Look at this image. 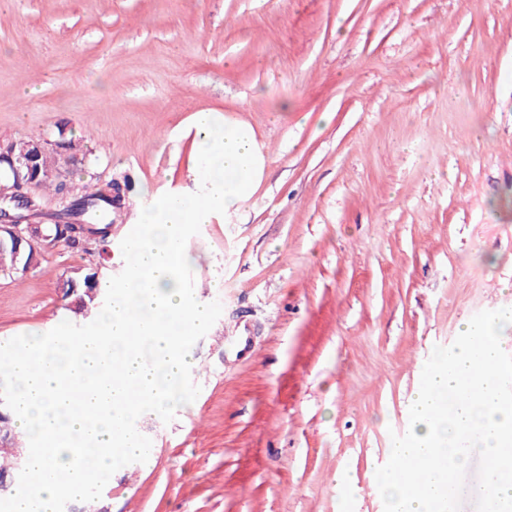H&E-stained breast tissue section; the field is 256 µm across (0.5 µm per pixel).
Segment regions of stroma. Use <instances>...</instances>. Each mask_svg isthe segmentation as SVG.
Here are the masks:
<instances>
[{
  "instance_id": "obj_1",
  "label": "stroma",
  "mask_w": 512,
  "mask_h": 512,
  "mask_svg": "<svg viewBox=\"0 0 512 512\" xmlns=\"http://www.w3.org/2000/svg\"><path fill=\"white\" fill-rule=\"evenodd\" d=\"M512 0H0V140H82L77 184L131 175L105 241L0 275V339L72 320L138 212L199 189L192 116L248 124L256 190L192 236L222 314L200 393L113 474L110 512H384L376 470L434 347L512 308ZM287 110H280V103ZM252 336L232 357L225 339ZM96 272L79 274L66 281L64 297L69 300L68 310L75 315L85 314L98 304Z\"/></svg>"
}]
</instances>
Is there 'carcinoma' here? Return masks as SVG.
Wrapping results in <instances>:
<instances>
[{"label":"carcinoma","instance_id":"obj_1","mask_svg":"<svg viewBox=\"0 0 512 512\" xmlns=\"http://www.w3.org/2000/svg\"><path fill=\"white\" fill-rule=\"evenodd\" d=\"M4 145L12 152L14 160H25L31 150V140H6ZM37 188L48 192L49 199L65 200V206L59 212L49 216L40 207L44 206L41 197H35L37 206L32 217L47 219L40 225L44 242L55 244L63 242L68 246L86 244L93 240H105L108 228L114 223L113 215L125 207V200L114 201L112 192H130L132 182L128 176L122 177V183L116 185L108 182L102 187L90 188L77 186L71 191L62 192L54 178L44 177ZM29 253L16 252L13 245L0 247V270L11 271L15 274L25 272V263ZM64 297L69 300L68 310L75 315H81L98 304L96 294V273L81 274L66 281ZM9 407L0 403V484L14 486L18 482V475L24 467L25 458L21 454L25 448L20 446L23 437L14 433L12 417L8 413Z\"/></svg>","mask_w":512,"mask_h":512}]
</instances>
